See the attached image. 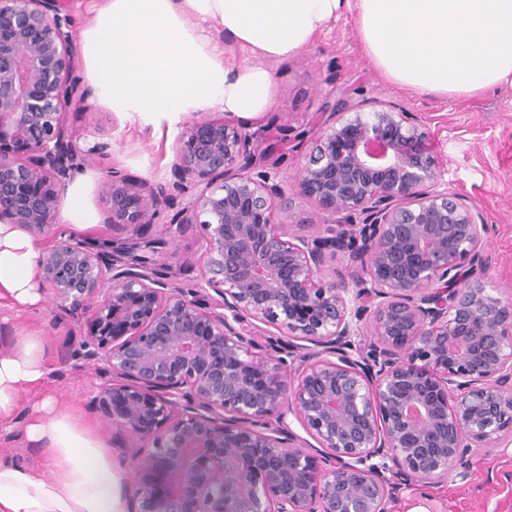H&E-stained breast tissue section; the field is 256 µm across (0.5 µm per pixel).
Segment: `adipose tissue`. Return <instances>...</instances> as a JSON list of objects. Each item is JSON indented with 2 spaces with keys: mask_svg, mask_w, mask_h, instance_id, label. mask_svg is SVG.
<instances>
[{
  "mask_svg": "<svg viewBox=\"0 0 512 512\" xmlns=\"http://www.w3.org/2000/svg\"><path fill=\"white\" fill-rule=\"evenodd\" d=\"M346 14L390 82L444 98L512 86V0H97L79 38L101 103L171 128L213 109L248 120L267 112L270 62ZM40 254L30 236L0 224V299L40 300ZM45 358L34 331L0 351V426L13 420L22 390L48 380ZM27 438L44 465L0 456V512H125L112 454L78 411L44 396Z\"/></svg>",
  "mask_w": 512,
  "mask_h": 512,
  "instance_id": "adipose-tissue-1",
  "label": "adipose tissue"
}]
</instances>
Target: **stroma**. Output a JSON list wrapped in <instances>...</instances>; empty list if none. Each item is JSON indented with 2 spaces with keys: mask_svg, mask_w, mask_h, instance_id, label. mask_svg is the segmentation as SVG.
<instances>
[{
  "mask_svg": "<svg viewBox=\"0 0 512 512\" xmlns=\"http://www.w3.org/2000/svg\"><path fill=\"white\" fill-rule=\"evenodd\" d=\"M275 97L268 112L251 123L264 144L281 157L275 171L285 197L277 205L276 219L290 231L308 234L333 227V216L319 212L300 197L296 175L315 143L327 112L345 97L374 107L395 103L416 113L429 131V148L447 170L450 191L476 202L489 226L487 280L512 297V87L505 85L480 96L445 99L416 93L394 84L365 56L356 21L345 15L333 22L313 43L271 62ZM65 122L77 150L107 144V159H95L81 168L86 175L84 201L95 214H103V190L112 177L168 183L175 161L174 135H158L150 124L133 122L112 112L89 96L78 108H68ZM170 213H162L150 233L161 239L155 255L169 268L175 287L190 289L199 282L203 240L198 229L171 237ZM86 323L80 310H63L51 294H42L33 307L0 305V341L20 330H35L46 344L50 370L47 389L60 405L78 409L109 447L119 473L140 443L119 431L94 411L90 401L102 379L93 366L72 359ZM36 394L20 397L21 411L11 427H0V454L32 465L41 456L26 437L30 408ZM427 496L435 512H512V444L476 451L465 475L449 473L445 482L425 488L406 485L390 503L391 512H406L409 504Z\"/></svg>",
  "mask_w": 512,
  "mask_h": 512,
  "instance_id": "1",
  "label": "stroma"
}]
</instances>
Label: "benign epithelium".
I'll use <instances>...</instances> for the list:
<instances>
[{
	"label": "benign epithelium",
	"mask_w": 512,
	"mask_h": 512,
	"mask_svg": "<svg viewBox=\"0 0 512 512\" xmlns=\"http://www.w3.org/2000/svg\"><path fill=\"white\" fill-rule=\"evenodd\" d=\"M74 38L60 0H0V224L52 237L39 285L91 307L72 356L107 377L96 408L142 442L129 512H389L399 482L439 484L512 438V300L413 114L334 104L296 179L341 216L326 235L275 222L284 190L251 172L269 156L244 123L188 126L167 186L112 181L104 223L170 209L172 232L200 229L188 296L150 258L159 241L94 249L56 229L79 160L63 110L88 96ZM263 330L288 354L306 343L296 385L286 358L258 353Z\"/></svg>",
	"instance_id": "7a95c632"
}]
</instances>
